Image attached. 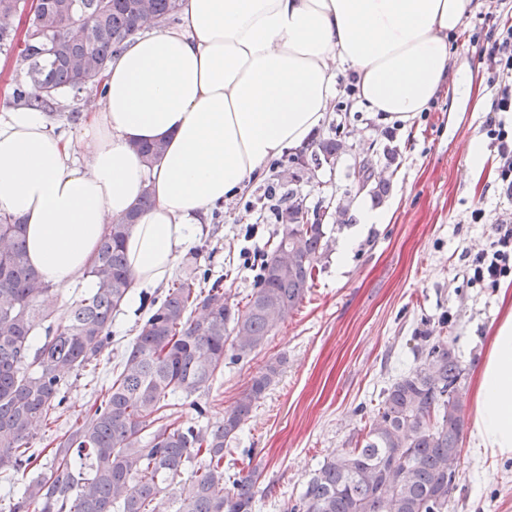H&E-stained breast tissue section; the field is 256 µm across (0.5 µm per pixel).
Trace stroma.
I'll return each mask as SVG.
<instances>
[{"instance_id":"35a3bbf8","label":"stroma","mask_w":512,"mask_h":512,"mask_svg":"<svg viewBox=\"0 0 512 512\" xmlns=\"http://www.w3.org/2000/svg\"><path fill=\"white\" fill-rule=\"evenodd\" d=\"M479 25L512 26V0H471L462 31L448 38V74L466 72L471 94L444 87L432 110L419 113L405 129L368 111L358 97L344 95L352 70L334 64V97L316 132L325 135L332 124L343 123L349 151L336 162L309 165L293 181L264 170L245 193L214 208L190 248L177 255L176 269L193 255L212 274L230 273L233 294L244 297L254 274L244 268L241 252H266L275 228L274 211L262 201L271 185L278 198L295 195L321 213L331 240L323 269L301 305L277 324L250 361L225 364L211 388L196 396L208 407L201 425H219L267 361L283 358L275 383L225 454L232 472H259L256 512H286L325 458L354 446L377 412L381 389L413 366L417 336L443 337L461 361L468 391L476 389L478 368L506 306L500 288L469 280L468 265L488 248L492 225H512V197L501 191V160L485 130L495 90L482 44L468 39ZM475 140L485 155L478 173L470 156ZM359 160L375 177L388 179L381 200L360 189ZM361 199L374 209L390 208L388 223L359 225ZM340 203L349 207L341 222L336 219ZM477 209L483 212L479 221L472 217ZM352 235L354 248L342 254V241ZM139 316L126 308L114 314L113 342L95 375H66L61 415L31 438L32 450L46 448L94 403L135 339ZM461 448L448 512H512V460L478 456L467 435Z\"/></svg>"}]
</instances>
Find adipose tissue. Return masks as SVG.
<instances>
[{
    "mask_svg": "<svg viewBox=\"0 0 512 512\" xmlns=\"http://www.w3.org/2000/svg\"><path fill=\"white\" fill-rule=\"evenodd\" d=\"M469 2L181 0L177 26L129 36L76 141L54 135L39 109L0 104V211L25 224L46 282L89 289L101 237L150 192L124 243L135 305L170 277L212 207L321 124L335 61L356 73L370 111L404 123L423 111ZM141 142L163 143L154 164ZM471 437L483 455L512 459V310L481 365Z\"/></svg>",
    "mask_w": 512,
    "mask_h": 512,
    "instance_id": "obj_1",
    "label": "adipose tissue"
}]
</instances>
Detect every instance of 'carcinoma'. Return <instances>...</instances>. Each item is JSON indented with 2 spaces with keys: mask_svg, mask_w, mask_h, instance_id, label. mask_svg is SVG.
<instances>
[{
  "mask_svg": "<svg viewBox=\"0 0 512 512\" xmlns=\"http://www.w3.org/2000/svg\"><path fill=\"white\" fill-rule=\"evenodd\" d=\"M24 7V0H0V50L19 48L26 67L15 100L47 110L65 92L100 89L127 37L146 22L175 23L180 0H42L19 42L8 20ZM346 150L338 125L289 163L301 170ZM152 204L144 194L108 228L86 271L97 288L72 303L59 324L41 307L50 285L29 262L23 224L0 214V471L38 469L4 497L7 512H159L164 498L175 503L173 512H254L258 476L224 475V448L282 361L252 377L213 429L168 409L178 395L209 389L225 361L249 360L313 287L330 239L319 213H308L291 193L276 212L273 242L245 302L224 287V275L201 277L191 265L162 295H142L143 323L109 387L56 438L46 462L29 452L36 426L56 418L65 401L63 376L96 369L112 344V313L131 284L124 241ZM39 322L44 337L37 344ZM417 358L383 390L355 446L324 459L287 512H448L466 418L463 368L441 336H423Z\"/></svg>",
  "mask_w": 512,
  "mask_h": 512,
  "instance_id": "carcinoma-1",
  "label": "carcinoma"
}]
</instances>
